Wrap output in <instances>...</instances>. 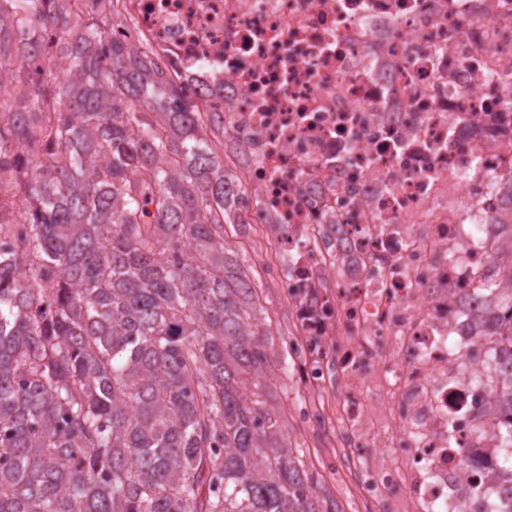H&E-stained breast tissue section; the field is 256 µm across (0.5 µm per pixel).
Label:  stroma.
<instances>
[{"instance_id": "1", "label": "stroma", "mask_w": 512, "mask_h": 512, "mask_svg": "<svg viewBox=\"0 0 512 512\" xmlns=\"http://www.w3.org/2000/svg\"><path fill=\"white\" fill-rule=\"evenodd\" d=\"M224 238L248 260L262 309L259 328L271 341L274 355L284 359L281 368L258 387L260 399L282 413L285 437L292 448L299 450L308 473L319 483L320 494L334 499L342 512H370L350 482L349 464L337 456L328 430L316 427L305 415L303 404L312 398L313 391L302 378V353L286 348L299 333L292 305L273 266L274 243L266 225H255L243 233L229 225Z\"/></svg>"}]
</instances>
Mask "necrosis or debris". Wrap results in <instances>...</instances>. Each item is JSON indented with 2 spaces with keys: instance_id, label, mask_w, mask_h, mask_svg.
I'll list each match as a JSON object with an SVG mask.
<instances>
[{
  "instance_id": "obj_1",
  "label": "necrosis or debris",
  "mask_w": 512,
  "mask_h": 512,
  "mask_svg": "<svg viewBox=\"0 0 512 512\" xmlns=\"http://www.w3.org/2000/svg\"><path fill=\"white\" fill-rule=\"evenodd\" d=\"M224 99L236 207L269 225L312 389L355 487L397 512L507 508L488 337L512 284V0H119ZM494 286L476 292L479 280Z\"/></svg>"
}]
</instances>
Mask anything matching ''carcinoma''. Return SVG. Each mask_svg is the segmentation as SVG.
<instances>
[{
	"mask_svg": "<svg viewBox=\"0 0 512 512\" xmlns=\"http://www.w3.org/2000/svg\"><path fill=\"white\" fill-rule=\"evenodd\" d=\"M90 11L0 0V512H343L246 393L275 363L224 106Z\"/></svg>",
	"mask_w": 512,
	"mask_h": 512,
	"instance_id": "carcinoma-1",
	"label": "carcinoma"
}]
</instances>
